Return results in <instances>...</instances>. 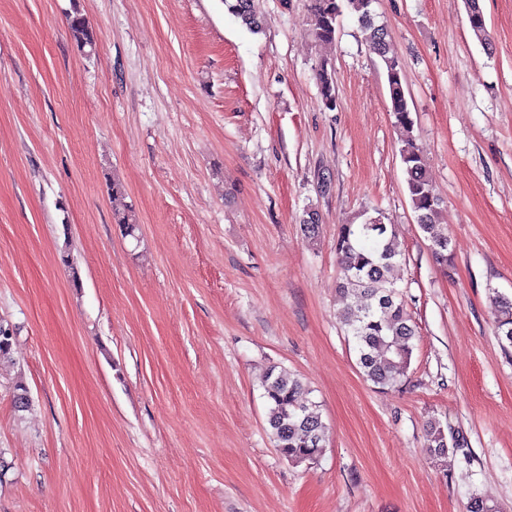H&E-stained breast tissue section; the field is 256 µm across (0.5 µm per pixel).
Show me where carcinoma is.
Listing matches in <instances>:
<instances>
[{
	"label": "carcinoma",
	"mask_w": 512,
	"mask_h": 512,
	"mask_svg": "<svg viewBox=\"0 0 512 512\" xmlns=\"http://www.w3.org/2000/svg\"><path fill=\"white\" fill-rule=\"evenodd\" d=\"M228 11L253 33L261 30L263 16L256 0H222ZM373 0H310L308 25L310 35L319 44L329 45L336 36L338 19L344 6L358 14L367 32L370 51L383 63L390 99V111L396 124L409 130L413 126L409 102L404 90V76L398 58L391 49L390 34L375 23L370 9ZM473 36L483 45L489 44L481 0H465ZM68 28L78 48L93 47L97 34L79 10L68 15ZM321 96L326 108H336V89L328 63L318 70ZM401 160L407 173V188L416 223L429 242L436 260L448 264L450 239L446 225L441 223L442 200L429 180L426 161L418 147L409 140L401 149ZM112 214L115 223L131 232L137 219L132 207L124 202L121 183L112 181ZM305 238L315 240L320 235L321 218L309 210L301 224ZM339 259L337 290L345 298L339 312L347 335L351 336L357 354V364L363 376L383 388H397L407 379L414 351L417 330L390 273L402 256L396 227L382 224L370 217L360 224H344L336 239ZM497 311L496 335L502 349L512 351V298L495 294ZM263 397L268 405V425L275 447L292 462L311 461L322 452L326 427L317 405L309 398L302 379L285 369L271 370L263 384ZM428 448L440 457L448 448V436L443 425L431 420L427 425Z\"/></svg>",
	"instance_id": "carcinoma-1"
}]
</instances>
